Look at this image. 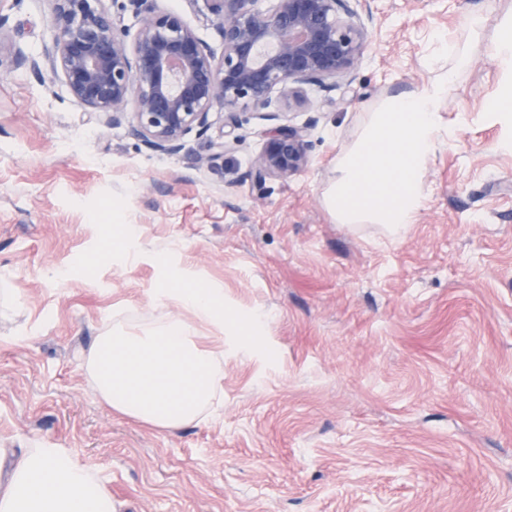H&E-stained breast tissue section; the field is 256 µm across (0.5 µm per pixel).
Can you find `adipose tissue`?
Here are the masks:
<instances>
[{"label":"adipose tissue","mask_w":512,"mask_h":512,"mask_svg":"<svg viewBox=\"0 0 512 512\" xmlns=\"http://www.w3.org/2000/svg\"><path fill=\"white\" fill-rule=\"evenodd\" d=\"M487 17L466 19L468 31H482ZM489 45L504 76L485 116L501 125L499 150L512 152V14L492 21ZM157 300H172L178 312L162 321L118 323L94 339L86 355L95 395L113 411L161 430H176L200 420L205 408L224 397V347L202 344L200 326L207 325L248 343L263 331L265 316L254 311L240 318L224 308L219 288L186 283L170 270L155 290ZM0 512H117L95 465L69 449L40 444L15 455L5 481H0Z\"/></svg>","instance_id":"adipose-tissue-1"}]
</instances>
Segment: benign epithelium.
I'll use <instances>...</instances> for the list:
<instances>
[{"instance_id":"obj_1","label":"benign epithelium","mask_w":512,"mask_h":512,"mask_svg":"<svg viewBox=\"0 0 512 512\" xmlns=\"http://www.w3.org/2000/svg\"><path fill=\"white\" fill-rule=\"evenodd\" d=\"M106 0H51L52 46L40 58L19 56L36 74L46 63L69 95L106 126L127 124L149 149L178 153L192 132L211 127L215 109L229 113L233 135L239 107L278 112L298 96V86L336 88L369 45L364 18L368 0H270L264 12L255 0H212L223 40L217 56L181 17L157 0H129L141 17L133 40ZM250 174L287 178L309 162L304 131L288 125L265 133Z\"/></svg>"}]
</instances>
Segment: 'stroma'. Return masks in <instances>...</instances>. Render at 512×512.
<instances>
[{
    "label": "stroma",
    "mask_w": 512,
    "mask_h": 512,
    "mask_svg": "<svg viewBox=\"0 0 512 512\" xmlns=\"http://www.w3.org/2000/svg\"><path fill=\"white\" fill-rule=\"evenodd\" d=\"M354 72L276 114L225 112L177 154L104 126L50 68L48 0H0V448L47 443L93 463L120 512H512V153L484 118L501 76L493 26L512 0H370ZM214 52L203 0H160ZM471 57L442 105L467 117L432 158L428 200L398 239L337 223L324 202L337 155L386 96ZM306 128L308 167L249 176L265 129ZM218 154L216 169L198 158ZM135 254L113 253L117 226ZM262 310L248 351L224 339V401L168 431L95 397L84 353L114 323L175 311L147 253Z\"/></svg>",
    "instance_id": "obj_1"
}]
</instances>
